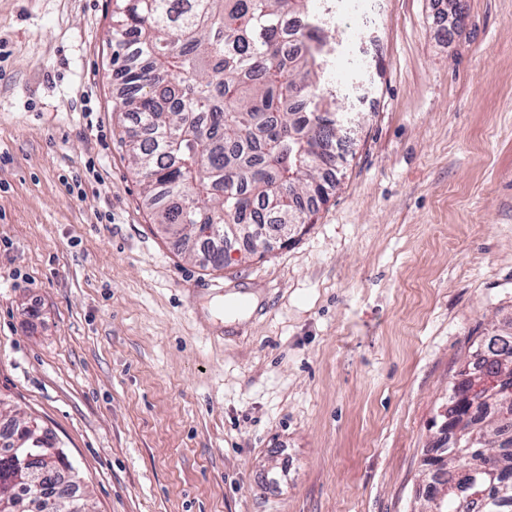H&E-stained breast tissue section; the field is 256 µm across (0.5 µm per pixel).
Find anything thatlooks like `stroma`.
<instances>
[{
  "mask_svg": "<svg viewBox=\"0 0 512 512\" xmlns=\"http://www.w3.org/2000/svg\"><path fill=\"white\" fill-rule=\"evenodd\" d=\"M113 0H0V399L91 512H421L459 368L512 322V0H365L343 165L221 269L142 206Z\"/></svg>",
  "mask_w": 512,
  "mask_h": 512,
  "instance_id": "obj_1",
  "label": "stroma"
}]
</instances>
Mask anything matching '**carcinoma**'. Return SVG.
<instances>
[{"label":"carcinoma","mask_w":512,"mask_h":512,"mask_svg":"<svg viewBox=\"0 0 512 512\" xmlns=\"http://www.w3.org/2000/svg\"><path fill=\"white\" fill-rule=\"evenodd\" d=\"M112 66L143 204L175 248L224 263V225L249 237L255 224H309L327 200L325 169L338 167L336 92L326 76L336 52L325 11L335 0H114ZM302 17L301 29L287 18ZM471 373H512V332L486 337ZM505 409L472 413V448L442 449L448 467L429 474L428 512H512V396ZM22 447L56 448L39 462L51 473L75 470L64 448L44 441L36 421L14 423L0 445V500L16 512L35 490L12 480ZM498 473L483 504L447 492L465 470Z\"/></svg>","instance_id":"cac0c4a2"}]
</instances>
